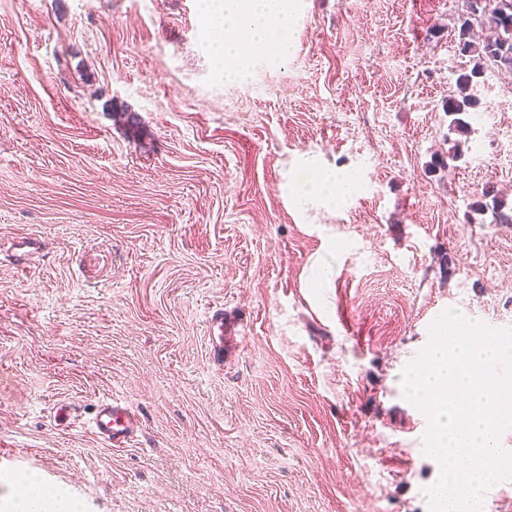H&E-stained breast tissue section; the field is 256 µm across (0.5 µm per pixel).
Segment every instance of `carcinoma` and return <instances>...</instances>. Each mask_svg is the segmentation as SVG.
I'll list each match as a JSON object with an SVG mask.
<instances>
[{"label": "carcinoma", "mask_w": 512, "mask_h": 512, "mask_svg": "<svg viewBox=\"0 0 512 512\" xmlns=\"http://www.w3.org/2000/svg\"><path fill=\"white\" fill-rule=\"evenodd\" d=\"M478 15L479 24L494 34L491 39L475 38L473 15ZM458 46L460 51L472 57L473 66L468 73L456 78L457 95L448 97L446 112L455 116L451 121L452 130L459 134L468 132V123L458 115L476 106V100L469 92L473 80L482 76L490 62L498 68L512 71V7L498 6V0H466V9L459 17ZM483 196L491 198L492 205L479 204L478 211H491V223L512 224V206L488 189Z\"/></svg>", "instance_id": "obj_1"}]
</instances>
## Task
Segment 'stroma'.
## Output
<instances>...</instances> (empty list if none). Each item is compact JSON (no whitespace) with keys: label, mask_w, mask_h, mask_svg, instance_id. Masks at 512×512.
I'll use <instances>...</instances> for the list:
<instances>
[{"label":"stroma","mask_w":512,"mask_h":512,"mask_svg":"<svg viewBox=\"0 0 512 512\" xmlns=\"http://www.w3.org/2000/svg\"><path fill=\"white\" fill-rule=\"evenodd\" d=\"M285 4L228 80L203 0H0V512L23 474L79 512H429L400 374L446 309L512 328V224L473 208L512 205V74L452 160L461 0ZM313 164L355 189L298 200ZM484 197H490L492 205L479 203L478 211H491L492 223L495 224H512V206L508 207L506 201L498 196L494 190L486 189L483 193ZM212 335L209 336L210 355L214 363L223 365L224 363V347L230 350L233 341H237L236 336H224V313L216 311L210 318ZM140 413L128 402H105L97 406L94 424L96 432L104 440L119 446L131 438L140 427Z\"/></svg>","instance_id":"1"}]
</instances>
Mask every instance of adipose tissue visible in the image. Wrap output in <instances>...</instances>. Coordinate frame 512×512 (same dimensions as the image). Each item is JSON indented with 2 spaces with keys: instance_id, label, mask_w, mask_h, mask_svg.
<instances>
[{
  "instance_id": "adipose-tissue-1",
  "label": "adipose tissue",
  "mask_w": 512,
  "mask_h": 512,
  "mask_svg": "<svg viewBox=\"0 0 512 512\" xmlns=\"http://www.w3.org/2000/svg\"><path fill=\"white\" fill-rule=\"evenodd\" d=\"M206 14L216 62L228 74L242 71L245 55L266 51L290 28L284 0H208ZM354 186L351 177L316 168L298 194L334 204L349 195Z\"/></svg>"
}]
</instances>
